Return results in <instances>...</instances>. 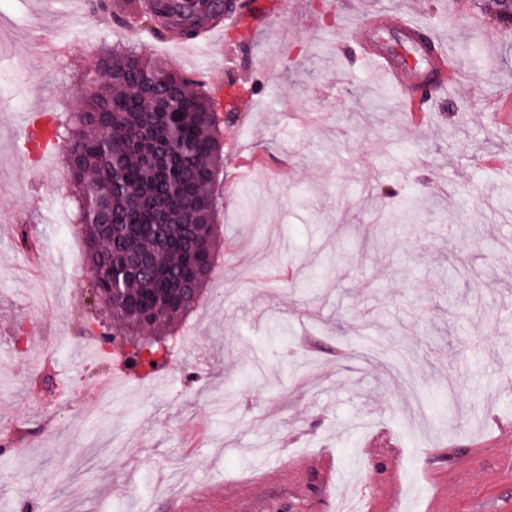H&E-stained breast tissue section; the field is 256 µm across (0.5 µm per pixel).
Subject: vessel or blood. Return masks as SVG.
Here are the masks:
<instances>
[{
  "mask_svg": "<svg viewBox=\"0 0 512 512\" xmlns=\"http://www.w3.org/2000/svg\"><path fill=\"white\" fill-rule=\"evenodd\" d=\"M287 10L288 0H229L223 17L195 34L193 40L208 43L211 50L219 51L224 46L223 32L238 27L243 18L265 21ZM392 26L402 36V48L398 51L388 44L370 17L355 23L353 35L358 40L362 66L368 72L383 75L399 90L409 111L418 113L423 109V95L447 88L446 76L454 66L438 45L432 27L406 14L396 16Z\"/></svg>",
  "mask_w": 512,
  "mask_h": 512,
  "instance_id": "b4317fda",
  "label": "vessel or blood"
}]
</instances>
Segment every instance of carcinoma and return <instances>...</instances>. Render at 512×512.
Returning a JSON list of instances; mask_svg holds the SVG:
<instances>
[{
	"mask_svg": "<svg viewBox=\"0 0 512 512\" xmlns=\"http://www.w3.org/2000/svg\"><path fill=\"white\" fill-rule=\"evenodd\" d=\"M133 15L193 36L224 9L210 0H134ZM101 74L48 136L64 144L71 223L79 226L94 296L121 327L122 357L150 376L206 298L220 255L213 186L224 172V122L185 73L137 48H98ZM193 284L186 297L182 285Z\"/></svg>",
	"mask_w": 512,
	"mask_h": 512,
	"instance_id": "cac0c4a2",
	"label": "carcinoma"
}]
</instances>
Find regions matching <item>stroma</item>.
Returning a JSON list of instances; mask_svg holds the SVG:
<instances>
[{
    "mask_svg": "<svg viewBox=\"0 0 512 512\" xmlns=\"http://www.w3.org/2000/svg\"><path fill=\"white\" fill-rule=\"evenodd\" d=\"M0 0V505L21 512H512V37L499 0H290L269 25L182 51L115 0ZM408 13L471 46L422 123L363 70L343 28ZM70 34L63 58L18 33ZM246 87L224 126V287L164 376L114 381L85 334L80 233L53 241L65 174L22 144L31 108L73 101L104 43ZM319 283L316 293L304 286ZM234 391L233 412L224 410ZM447 390L449 410L418 403Z\"/></svg>",
    "mask_w": 512,
    "mask_h": 512,
    "instance_id": "35a3bbf8",
    "label": "stroma"
}]
</instances>
